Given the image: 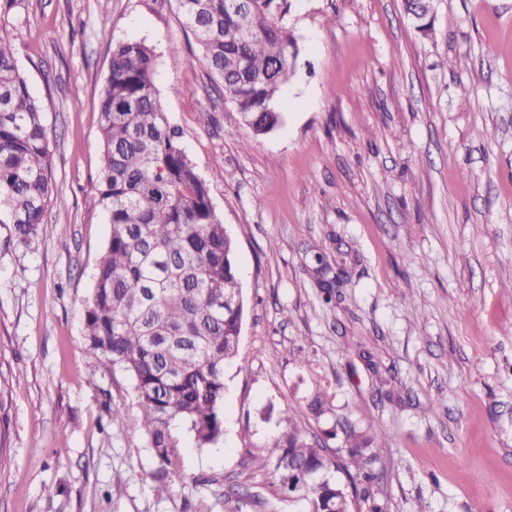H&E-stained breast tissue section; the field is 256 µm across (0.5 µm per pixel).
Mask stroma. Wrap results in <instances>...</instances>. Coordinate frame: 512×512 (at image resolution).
<instances>
[{
    "label": "stroma",
    "mask_w": 512,
    "mask_h": 512,
    "mask_svg": "<svg viewBox=\"0 0 512 512\" xmlns=\"http://www.w3.org/2000/svg\"><path fill=\"white\" fill-rule=\"evenodd\" d=\"M285 23L295 74L281 125L258 136L216 91L177 0H23L11 19L63 203L30 247L0 224V512H306L251 460L293 426L326 438L349 485L343 440L326 436L339 420L384 439L353 512H512V0H436L429 37L404 0H292ZM125 40L156 51L161 107L236 241L245 304L224 437H181L163 497L131 376L85 353L109 233L85 200ZM319 254L347 272L330 303Z\"/></svg>",
    "instance_id": "stroma-1"
}]
</instances>
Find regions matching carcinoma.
<instances>
[{
	"label": "carcinoma",
	"mask_w": 512,
	"mask_h": 512,
	"mask_svg": "<svg viewBox=\"0 0 512 512\" xmlns=\"http://www.w3.org/2000/svg\"><path fill=\"white\" fill-rule=\"evenodd\" d=\"M210 72L258 136L282 120L276 107L294 72L297 42L283 23L290 0H177ZM414 29L428 37L423 0H405ZM21 0H0V224L17 243L36 239L53 204L49 134L43 108L19 70L6 33ZM156 53L143 41L113 46L98 99L105 163L88 208L103 212L109 237L85 302L87 354L128 372L142 410L146 446L159 461L154 492H170L171 449L179 434L196 447L224 435V366L239 355L244 303L236 243L209 186L162 111ZM331 302L338 275L317 255ZM348 466L367 493L381 444L343 427ZM273 470L278 489L307 502V512H351L349 494L331 472L337 464L317 440L288 425L275 454L253 459Z\"/></svg>",
	"instance_id": "carcinoma-1"
}]
</instances>
